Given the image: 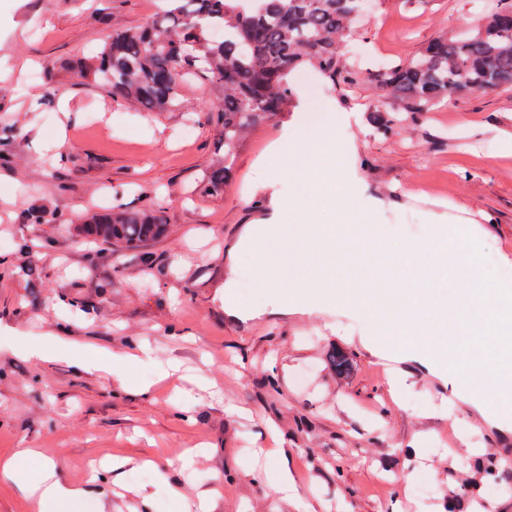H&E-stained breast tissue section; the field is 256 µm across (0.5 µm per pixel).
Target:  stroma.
<instances>
[{
	"label": "stroma",
	"instance_id": "stroma-1",
	"mask_svg": "<svg viewBox=\"0 0 512 512\" xmlns=\"http://www.w3.org/2000/svg\"><path fill=\"white\" fill-rule=\"evenodd\" d=\"M158 5L0 0V132L12 135L0 160V458L55 450L60 482L86 493L50 512H180L200 500L209 512H298L264 478L245 476L250 467L287 473L311 512H438L450 499L467 512L477 497L512 512V492L478 468L512 470V432L496 433L463 404L436 413L447 384L397 347L372 352L362 321L294 308L247 321L225 313L230 248L297 190L285 173L269 182L257 161L284 128L316 122L293 82L290 111L248 134L224 192L199 196L224 152L213 121L221 102L208 84L189 82L178 109L149 112L78 79L113 31L146 23ZM475 11L474 0H368L347 56L365 69L407 59ZM315 84L322 112L338 117L336 163L354 173L380 223L408 239L432 226L491 230L479 260L512 279L501 266L512 260V89L456 94L385 134L392 115L378 111L371 83ZM117 204L161 206L165 235L134 251L84 244L78 226ZM31 210L47 222L27 223ZM28 341L57 352L19 356ZM137 345L150 359L118 373L75 361ZM337 353L347 370L332 365ZM392 377L406 410L392 403ZM418 432L426 438L411 461L406 444ZM190 449L204 464L171 472V487L146 473ZM112 458L119 468L92 483V463ZM407 464L428 493L392 481Z\"/></svg>",
	"mask_w": 512,
	"mask_h": 512
}]
</instances>
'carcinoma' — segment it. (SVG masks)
<instances>
[{
	"instance_id": "cac0c4a2",
	"label": "carcinoma",
	"mask_w": 512,
	"mask_h": 512,
	"mask_svg": "<svg viewBox=\"0 0 512 512\" xmlns=\"http://www.w3.org/2000/svg\"><path fill=\"white\" fill-rule=\"evenodd\" d=\"M360 3L259 0L247 8L242 0H165L146 24L112 34L84 78L149 112L177 108L185 83L207 81L222 99L215 123L224 140V160L197 185L208 196L229 184L246 131L289 111L288 76L302 67L315 68L335 89L366 77L396 111L414 117L460 92L512 88V0H485L473 26L375 72L347 63L342 53ZM165 228L161 208L119 205L87 219L81 233L88 243L135 248Z\"/></svg>"
}]
</instances>
